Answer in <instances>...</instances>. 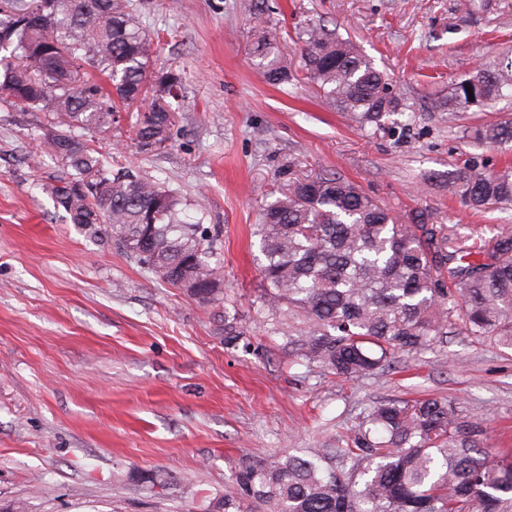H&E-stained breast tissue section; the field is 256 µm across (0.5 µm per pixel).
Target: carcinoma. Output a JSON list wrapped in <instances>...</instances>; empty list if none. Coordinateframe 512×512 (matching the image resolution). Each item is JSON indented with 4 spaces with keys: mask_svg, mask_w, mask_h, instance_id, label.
<instances>
[{
    "mask_svg": "<svg viewBox=\"0 0 512 512\" xmlns=\"http://www.w3.org/2000/svg\"><path fill=\"white\" fill-rule=\"evenodd\" d=\"M262 25L251 54L266 81L290 80L281 32L249 4ZM308 79L362 127L413 117L360 47L336 30L298 31ZM160 35L143 29L131 0H0V100L43 112L39 140L56 132L64 167L46 186L70 223L118 239L142 267L203 303L224 301L203 228L207 208L130 169L113 172L87 134L119 122L121 107L151 94L133 115L139 150L165 147L173 126L169 98L183 74L152 75ZM474 99H469V96ZM512 95V56L449 86L433 108L448 120ZM478 145L512 142V119L477 123ZM454 190L474 210L512 204V169L468 163ZM261 300L276 333L300 337L297 357L338 377L391 367L393 354H422L448 328L512 350V227L471 248L446 224L403 222L352 181L328 173L288 181L261 209ZM476 253L480 259L464 261ZM485 419L447 398L410 405L381 401L364 410L335 448L270 453L234 466L231 484L201 496V512H512V456L488 458ZM135 477L168 512L167 479Z\"/></svg>",
    "mask_w": 512,
    "mask_h": 512,
    "instance_id": "carcinoma-1",
    "label": "carcinoma"
}]
</instances>
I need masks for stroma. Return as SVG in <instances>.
Segmentation results:
<instances>
[{
    "label": "stroma",
    "instance_id": "stroma-1",
    "mask_svg": "<svg viewBox=\"0 0 512 512\" xmlns=\"http://www.w3.org/2000/svg\"><path fill=\"white\" fill-rule=\"evenodd\" d=\"M166 31L158 66L183 72L169 146L138 152L129 123L97 134L113 166L207 206L227 304H205L131 259L114 238L66 223L42 191L63 166L33 134L45 117L0 103V506L28 512H152L147 486L116 472L174 479L168 512H200L236 461L336 443L386 400H457L486 417L489 449L512 448V352L461 334L393 369L348 380L297 359L260 302L253 231L262 191L336 172L403 221L448 224L469 245L512 225L452 193L464 163L512 165V144L477 147L480 121L512 118V97L463 113L433 109L448 84L512 51V0L468 13L461 0H268L291 79L253 64L247 0H135ZM316 21L351 36L414 111L358 129L304 75L295 32ZM50 486L41 494L35 478Z\"/></svg>",
    "mask_w": 512,
    "mask_h": 512
}]
</instances>
